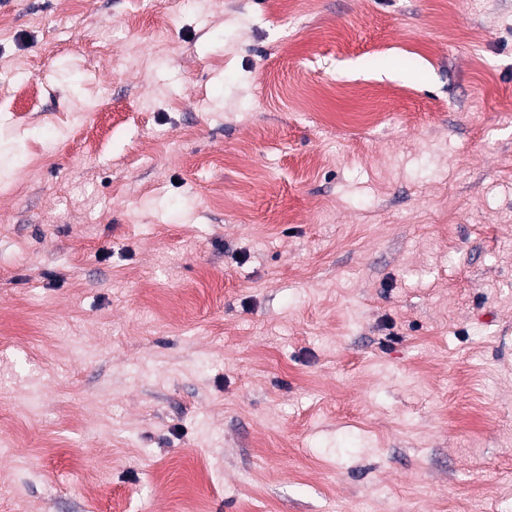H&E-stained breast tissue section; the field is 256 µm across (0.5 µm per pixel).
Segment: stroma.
Wrapping results in <instances>:
<instances>
[{"mask_svg":"<svg viewBox=\"0 0 512 512\" xmlns=\"http://www.w3.org/2000/svg\"><path fill=\"white\" fill-rule=\"evenodd\" d=\"M0 19V512H512V0Z\"/></svg>","mask_w":512,"mask_h":512,"instance_id":"obj_1","label":"stroma"}]
</instances>
